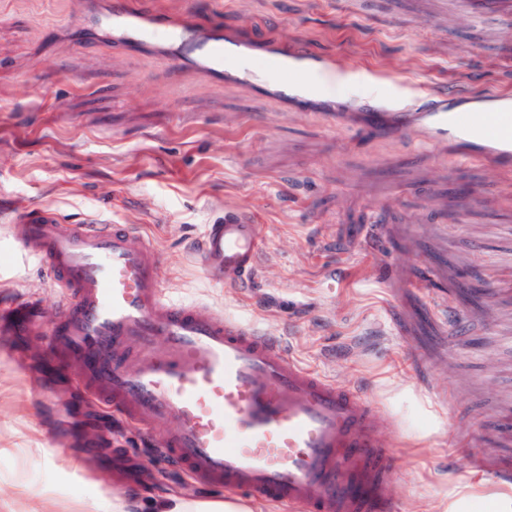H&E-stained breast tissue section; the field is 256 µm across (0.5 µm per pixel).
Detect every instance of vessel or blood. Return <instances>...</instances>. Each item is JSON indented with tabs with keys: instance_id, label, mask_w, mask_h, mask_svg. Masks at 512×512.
I'll use <instances>...</instances> for the list:
<instances>
[{
	"instance_id": "1",
	"label": "vessel or blood",
	"mask_w": 512,
	"mask_h": 512,
	"mask_svg": "<svg viewBox=\"0 0 512 512\" xmlns=\"http://www.w3.org/2000/svg\"><path fill=\"white\" fill-rule=\"evenodd\" d=\"M78 17L116 47L156 48L175 67L229 85L260 87L275 77L277 97L301 105L306 92L276 71L292 64L307 73L336 71L335 61L305 44L262 45L135 11L128 0H79ZM257 56L267 59L266 70L253 69ZM449 102L435 91L413 111L375 105L368 117L380 134L414 125L457 159L511 172L512 113L452 112ZM13 232L62 290L51 353L89 392L151 426V440L197 480L284 512H400L376 405L301 365L255 325L172 300L161 285L159 253L129 229L67 224L32 209L15 217ZM260 250L257 225L228 214L207 225L198 257L216 283L238 288L253 279ZM132 341L142 355H130Z\"/></svg>"
}]
</instances>
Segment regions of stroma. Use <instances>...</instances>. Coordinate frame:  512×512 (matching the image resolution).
I'll return each instance as SVG.
<instances>
[{"instance_id": "35a3bbf8", "label": "stroma", "mask_w": 512, "mask_h": 512, "mask_svg": "<svg viewBox=\"0 0 512 512\" xmlns=\"http://www.w3.org/2000/svg\"><path fill=\"white\" fill-rule=\"evenodd\" d=\"M76 16V0H0V307L42 310L40 330L0 338V512H26L20 484L42 512L211 490L50 357L62 291L1 218L37 207L131 225L174 299L258 325L378 405L395 423L403 512H512V174L362 116L375 84L512 98V24L474 20L464 0H198V26L302 42L367 73L301 111L152 49L76 38ZM228 211L259 226L244 288L195 256ZM332 266L343 278L330 284ZM476 458L497 484L478 480Z\"/></svg>"}]
</instances>
